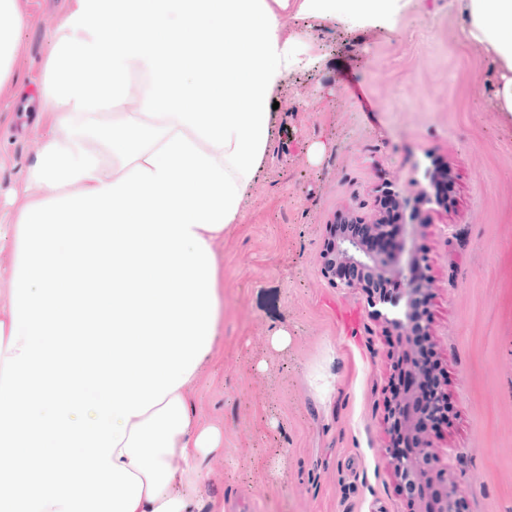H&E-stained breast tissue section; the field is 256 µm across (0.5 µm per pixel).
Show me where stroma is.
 Wrapping results in <instances>:
<instances>
[{
  "label": "stroma",
  "instance_id": "stroma-1",
  "mask_svg": "<svg viewBox=\"0 0 512 512\" xmlns=\"http://www.w3.org/2000/svg\"><path fill=\"white\" fill-rule=\"evenodd\" d=\"M64 4L19 0L26 22L0 82L1 319L14 223L38 196L27 170L54 133L22 97L45 80ZM319 36L323 61L276 95L245 220L215 243L223 307L191 398L224 444L201 461L194 496L224 512H404L383 451L392 346L360 294L323 278L320 253L337 210L367 216L377 184L422 177L435 157L454 191L416 245L431 259L454 410L440 454L467 489L466 512H512V116L497 111L495 75L459 39L450 0H417L395 33L329 25ZM342 309L356 314L348 335Z\"/></svg>",
  "mask_w": 512,
  "mask_h": 512
}]
</instances>
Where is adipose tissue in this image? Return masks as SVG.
<instances>
[{
    "label": "adipose tissue",
    "instance_id": "ef3b65f1",
    "mask_svg": "<svg viewBox=\"0 0 512 512\" xmlns=\"http://www.w3.org/2000/svg\"><path fill=\"white\" fill-rule=\"evenodd\" d=\"M412 2L71 0L38 96L55 133L28 171L40 196L15 223L0 320V391L29 394L0 402V446L22 451L0 512H199V462L224 442L188 397L222 312L213 243L245 217L271 99L321 61L313 27L393 32ZM458 3L459 37L512 114V0ZM24 22L0 0V80ZM93 314L111 350L62 342Z\"/></svg>",
    "mask_w": 512,
    "mask_h": 512
}]
</instances>
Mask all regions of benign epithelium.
<instances>
[{
  "label": "benign epithelium",
  "mask_w": 512,
  "mask_h": 512,
  "mask_svg": "<svg viewBox=\"0 0 512 512\" xmlns=\"http://www.w3.org/2000/svg\"><path fill=\"white\" fill-rule=\"evenodd\" d=\"M424 178L425 186L413 180L419 190L412 194L392 181L376 187L369 218L348 208L325 225L321 273L332 287L363 295L383 335L396 337L390 365L396 387L383 403L385 452L408 512H459L464 485L439 467L434 442L435 425L448 419V375L432 339L430 261L413 244L417 229L430 224L421 218L423 208L448 212V164L431 160ZM344 267L358 275L345 277Z\"/></svg>",
  "instance_id": "1"
}]
</instances>
